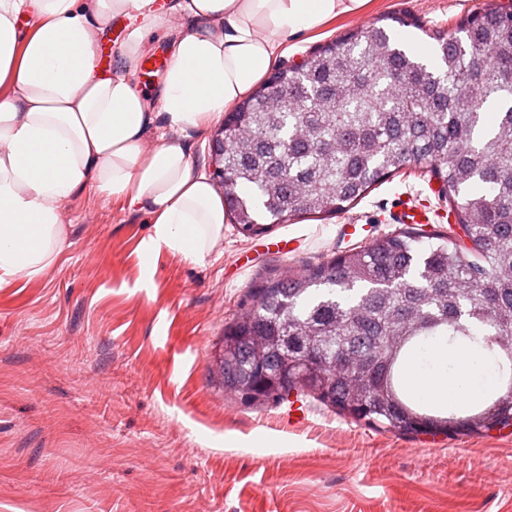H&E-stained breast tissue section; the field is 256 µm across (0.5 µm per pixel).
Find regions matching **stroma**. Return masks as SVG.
Instances as JSON below:
<instances>
[{"label":"stroma","mask_w":512,"mask_h":512,"mask_svg":"<svg viewBox=\"0 0 512 512\" xmlns=\"http://www.w3.org/2000/svg\"><path fill=\"white\" fill-rule=\"evenodd\" d=\"M486 0H367L289 38L275 66L383 18L415 56ZM137 19L110 20L112 70ZM131 72V71H128ZM132 78L157 101L160 69ZM406 203L448 227L430 173L375 185L349 211L247 235L231 223L204 264L161 253L140 277L150 217L93 189L63 206L67 237L37 279L0 284V512H512V431L400 435L343 418L305 393L249 405L217 392L209 352L285 270L305 274L396 226Z\"/></svg>","instance_id":"stroma-1"}]
</instances>
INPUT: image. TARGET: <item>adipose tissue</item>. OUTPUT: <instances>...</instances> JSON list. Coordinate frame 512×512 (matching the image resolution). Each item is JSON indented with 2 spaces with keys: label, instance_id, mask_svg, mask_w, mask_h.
I'll list each match as a JSON object with an SVG mask.
<instances>
[{
  "label": "adipose tissue",
  "instance_id": "ef3b65f1",
  "mask_svg": "<svg viewBox=\"0 0 512 512\" xmlns=\"http://www.w3.org/2000/svg\"><path fill=\"white\" fill-rule=\"evenodd\" d=\"M154 0H0V283L34 278L55 261L67 232L64 202L91 187L146 211L144 258L167 251L204 263L224 237L223 198L180 135L223 121L272 65L289 36L319 28L366 0H172L193 29L173 40L158 111L129 76L96 65L91 35L107 15H138L122 46L136 61L145 30L161 24ZM172 132L153 152L142 139ZM414 397L459 409L497 384L493 362L473 347L426 344L406 372Z\"/></svg>",
  "mask_w": 512,
  "mask_h": 512
}]
</instances>
